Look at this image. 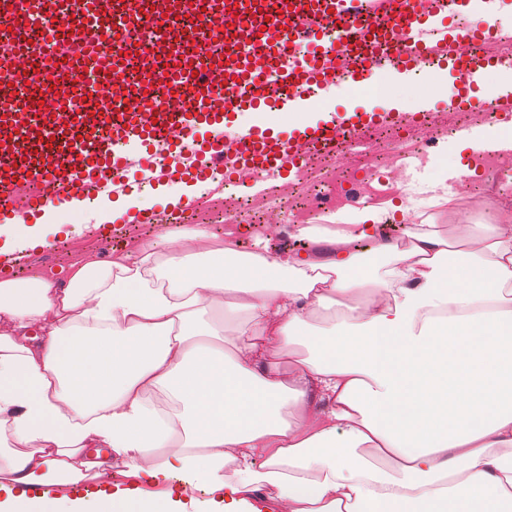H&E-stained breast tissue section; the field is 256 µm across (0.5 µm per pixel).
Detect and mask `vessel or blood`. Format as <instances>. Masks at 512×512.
Returning a JSON list of instances; mask_svg holds the SVG:
<instances>
[{"label":"vessel or blood","instance_id":"vessel-or-blood-1","mask_svg":"<svg viewBox=\"0 0 512 512\" xmlns=\"http://www.w3.org/2000/svg\"><path fill=\"white\" fill-rule=\"evenodd\" d=\"M24 0H0V43H26L28 15ZM252 0H223L238 16L239 49L234 57L218 50L214 39H186L182 62L161 58L144 71L134 88L142 109L112 120V137L101 140L91 127L92 110L82 112V124L58 126L50 113L36 110L34 96H47L53 81L70 79L82 64L77 51L55 52V64L47 80L32 85L30 96L15 97L0 109V216L42 213L59 199L83 201L82 187L97 198L127 195L132 183L116 179L115 171L134 172L138 183L160 180L161 170L151 155L159 147L188 146L192 155L178 158L172 175L196 180L209 175L207 159L223 157L225 145L236 154L225 170L234 173L246 166L274 181L305 169L312 155L327 150L361 151L363 134L378 126H419L421 113L399 112L345 114L329 121L305 122L276 132L263 124L237 128L231 112H305L315 99L304 95L271 98L276 83L308 84L319 96L335 90L340 70H347L348 89L367 84L382 67L390 51L397 49L392 70L407 74L423 69L434 58L449 61L464 81L488 73H512L508 56L477 58L485 42H508L512 30L497 21L498 0H435L425 9L422 0H290L285 14L270 16L250 7ZM122 15H151L155 20L174 19L190 8L198 25L214 29L204 0H118ZM478 17V24L449 31L450 18ZM228 70L233 76L235 98L230 110L212 108L217 92L212 71ZM166 84L170 94L193 86L195 97L178 116H171L152 92L154 84ZM24 193L23 207L13 199Z\"/></svg>","mask_w":512,"mask_h":512}]
</instances>
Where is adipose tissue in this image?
<instances>
[{
    "instance_id": "adipose-tissue-1",
    "label": "adipose tissue",
    "mask_w": 512,
    "mask_h": 512,
    "mask_svg": "<svg viewBox=\"0 0 512 512\" xmlns=\"http://www.w3.org/2000/svg\"><path fill=\"white\" fill-rule=\"evenodd\" d=\"M425 205L404 244L373 204L295 225L335 244L324 262L215 248L199 224L197 250L148 240L63 288L0 279V512H85L52 488L119 466L135 484L97 512H185L200 485L209 512L269 491L288 512H512V210L452 245L453 205ZM217 306L243 316L228 345Z\"/></svg>"
}]
</instances>
